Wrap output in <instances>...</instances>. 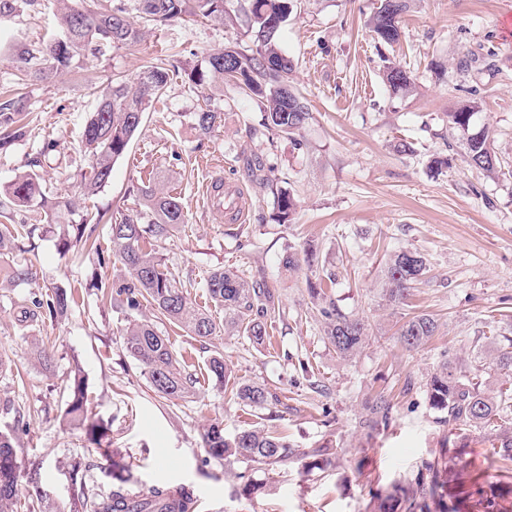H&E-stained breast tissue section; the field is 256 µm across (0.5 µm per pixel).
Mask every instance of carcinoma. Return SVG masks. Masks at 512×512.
Here are the masks:
<instances>
[{"label": "carcinoma", "mask_w": 512, "mask_h": 512, "mask_svg": "<svg viewBox=\"0 0 512 512\" xmlns=\"http://www.w3.org/2000/svg\"><path fill=\"white\" fill-rule=\"evenodd\" d=\"M36 0H0V20L14 18L35 5ZM60 16L58 31L42 43L23 44L13 49L14 60L24 75L43 80L69 70L84 50L101 51L104 47L122 48L139 42L142 31L130 14L125 0H111L101 7L88 0H55ZM296 0H250L249 28L256 44L250 56L232 47L208 54L205 64L187 73L195 89L206 96L224 85V78L239 82L248 95L265 103L263 126L267 134L296 140L310 119L305 97L293 86V61L282 53L278 38L282 23L292 13ZM406 8V0H380L371 19V29L378 39L393 43L400 36L398 19ZM134 10L149 21L167 23L184 17L224 20V0H134ZM170 80L169 69L148 65L132 79H114L101 91L98 104L88 118L82 133V148L89 158L88 171L82 174L83 195H95L112 177V168L126 152L142 125L149 102L164 94ZM384 80L391 90L408 89L413 83L411 73L400 66L389 65ZM479 103L469 100L448 113V127L462 136L468 164L487 173L497 170L498 158L492 148L489 131L474 124ZM26 103L21 97L0 102V149L10 146L24 135ZM194 126L202 136H209L221 123V113L210 109L193 114ZM275 221L291 222L297 207L293 193L274 187ZM142 207L135 213L109 224L112 253L125 268L128 278L112 286L110 303L125 313L126 324L121 332L122 346L129 357L142 368L148 388L168 400H182L195 388L196 378L183 358L173 350L169 337L143 318L140 312L148 304L165 320L206 342L216 336H244L255 346H263L270 338L268 319L276 311L275 294L259 282L248 280L230 269H217L205 279L209 302L224 311V321L218 322L205 306L187 297L175 277L164 270L156 247L171 238L185 214L179 199L150 184L138 189ZM10 202L29 208L50 218L60 229L58 252L64 257L75 246L100 254L94 239L96 225L103 215L85 212L76 215V203L62 197L50 198L43 191L40 176L28 172L17 177L5 189ZM27 224H0V254L11 248L14 241L34 232ZM316 250L310 244L302 249L288 247L281 258L285 270H295L301 264L311 267ZM427 271V260L417 250L402 249L391 255L386 268L384 298L397 306L404 303L408 291L421 281ZM308 292L324 324V339L337 357L348 360L356 355L368 338V325L359 317L349 316L336 307L324 289L308 282ZM72 291L54 287L44 303L45 314L54 320L68 313ZM438 328L430 314H412L404 318L397 331V340L408 351L424 347ZM498 348V354L488 366L493 371L512 373V337ZM209 378L220 390H230L244 405L263 408L268 405L267 388L254 382L239 381L224 362L218 350L207 364ZM465 375L451 357L440 362L426 384L429 405L448 415V419L469 428H482L512 407V392L493 397L480 389V384L464 382ZM67 392L63 421L81 429L98 453L108 458L109 429L94 418L93 402L88 385L79 375L64 379ZM367 415L361 425L374 430L387 424L391 405L379 396L366 405ZM201 439L207 452L216 458L246 460L267 469L298 457L288 437L255 427L233 436L224 434V423L213 420L203 427ZM497 451L491 464L512 462V424L500 426ZM341 449L323 444L314 451L307 467L328 466ZM19 439L14 431L0 429V512H32L34 500L18 497L17 482L10 474L19 468ZM431 480L411 489L394 485L375 496L377 512H449L447 483L441 478L438 465L431 464ZM126 480L106 492L74 494L69 512H191L193 494L185 487L154 488L145 495L135 496L124 489Z\"/></svg>", "instance_id": "1"}]
</instances>
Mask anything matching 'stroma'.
Returning <instances> with one entry per match:
<instances>
[{"label":"stroma","mask_w":512,"mask_h":512,"mask_svg":"<svg viewBox=\"0 0 512 512\" xmlns=\"http://www.w3.org/2000/svg\"><path fill=\"white\" fill-rule=\"evenodd\" d=\"M297 3L279 41L312 114L295 142L256 136L264 105L233 83L205 98L188 80V70L215 50L254 52L246 0H224L220 22H141L137 44L84 52L75 69L49 80L18 83L12 58L0 54V100L24 95L30 111L26 135L0 152V190L34 167L48 195L70 197L79 209L106 218L95 232L101 255L60 256L55 230L35 228L0 257V351L12 360L11 372L0 376V402L12 405L0 409V429L24 424L20 496L38 492L44 505L69 506L74 484L111 486L113 463L122 466L129 487L145 493L156 485L189 486L201 503L197 512H373L377 490L415 481L436 460L447 470L449 494L461 501L459 512H483L478 487L512 481L510 463L485 468L491 428L460 427L426 398L429 376L448 355L485 392L512 385V374L485 370L497 337L512 336V0H406L401 37L392 45L369 30L379 0ZM56 29L53 0H40L35 10L0 25V41L38 43ZM151 63L177 71L150 103L111 181L83 197L80 174L88 161L80 143L100 90ZM389 63L412 73L411 88L390 90L383 79ZM472 99L480 104L475 123L490 129L499 159L492 174L467 164L460 135L448 128L449 112ZM207 108L222 113L223 122L203 138L193 115ZM402 140L412 153L396 151ZM434 157L441 166L430 167ZM264 176L294 193L291 223L272 219ZM218 178L242 190L243 219L218 211L211 196ZM148 181L176 195L186 215L159 253L192 302L206 305L203 281L224 267L264 283L280 307L263 347L236 336L204 344L158 322L198 379L195 395L176 402L148 388L122 347L123 313L93 286L98 277L124 278L107 223L135 210L137 189ZM306 241L317 252L314 270L283 271L285 250ZM405 248L424 254L428 272L395 307L381 296V271L392 252ZM17 261L31 264L32 276L15 286L3 270ZM312 273L324 278L343 313L368 325L369 340L351 359L338 358L324 342L307 291ZM60 284L73 290L65 318L24 315L22 300L47 298ZM419 312L433 315L439 330L423 349L409 352L395 332L403 317ZM38 341L50 349L54 371L34 358ZM215 350L223 351L234 376L268 388L266 408L244 406L214 387L207 361ZM74 370L84 375L94 412L110 429L111 458L61 422L66 393L59 376ZM380 393L392 406L389 423L362 430L366 404ZM215 419L228 434L252 427L284 432L299 457L269 471L212 458L201 431ZM324 443L340 448L335 463L307 469ZM74 460L82 466L73 476ZM251 481L261 489L248 497L242 488Z\"/></svg>","instance_id":"stroma-1"}]
</instances>
